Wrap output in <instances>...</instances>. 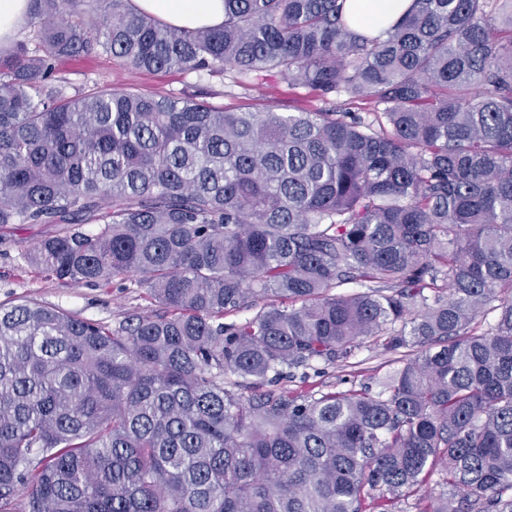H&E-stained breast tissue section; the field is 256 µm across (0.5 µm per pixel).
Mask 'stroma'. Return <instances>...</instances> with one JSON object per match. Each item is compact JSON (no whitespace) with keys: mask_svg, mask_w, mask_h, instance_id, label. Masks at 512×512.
Instances as JSON below:
<instances>
[{"mask_svg":"<svg viewBox=\"0 0 512 512\" xmlns=\"http://www.w3.org/2000/svg\"><path fill=\"white\" fill-rule=\"evenodd\" d=\"M67 94L86 92L97 86L127 88L147 94H202L210 104L227 110L278 108L297 112L314 106L307 90L288 86L274 72L265 73L256 89H245L236 74L227 70L197 78L193 73L153 72L132 68L122 59L106 53L64 58L57 62ZM55 231L51 224H17L0 230V303L34 300L69 314L114 328L132 313H160L161 308L137 285L115 280L107 285L71 284L56 280L29 261L33 244ZM353 366L327 368L326 383L337 390L359 388L360 372L384 375L388 366L383 357L369 348L356 351Z\"/></svg>","mask_w":512,"mask_h":512,"instance_id":"1","label":"stroma"}]
</instances>
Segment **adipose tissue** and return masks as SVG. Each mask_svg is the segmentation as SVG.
I'll return each instance as SVG.
<instances>
[{"label": "adipose tissue", "instance_id": "adipose-tissue-1", "mask_svg": "<svg viewBox=\"0 0 512 512\" xmlns=\"http://www.w3.org/2000/svg\"><path fill=\"white\" fill-rule=\"evenodd\" d=\"M138 11L183 28L217 27L224 23V0H133Z\"/></svg>", "mask_w": 512, "mask_h": 512}]
</instances>
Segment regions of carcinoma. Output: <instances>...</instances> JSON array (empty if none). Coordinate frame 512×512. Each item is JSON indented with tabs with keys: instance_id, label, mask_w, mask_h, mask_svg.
Segmentation results:
<instances>
[{
	"instance_id": "obj_1",
	"label": "carcinoma",
	"mask_w": 512,
	"mask_h": 512,
	"mask_svg": "<svg viewBox=\"0 0 512 512\" xmlns=\"http://www.w3.org/2000/svg\"><path fill=\"white\" fill-rule=\"evenodd\" d=\"M32 2L34 46L0 51V227L59 225L33 264L164 312L0 304V512H512V0H413L375 37L346 0L193 30ZM100 51L322 106L65 95L56 61ZM368 343L394 370L323 389Z\"/></svg>"
}]
</instances>
